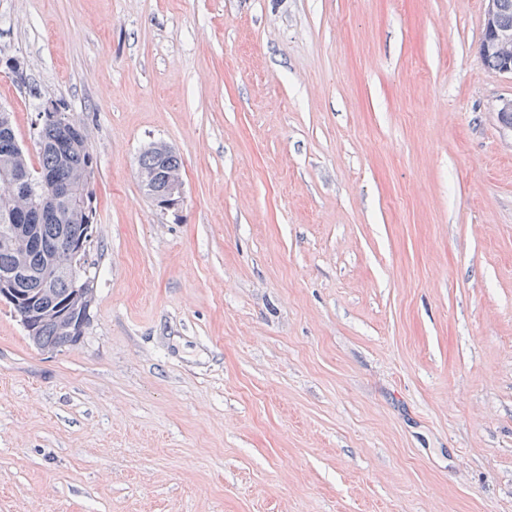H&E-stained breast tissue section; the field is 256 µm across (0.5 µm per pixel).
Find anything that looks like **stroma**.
<instances>
[{
    "instance_id": "stroma-1",
    "label": "stroma",
    "mask_w": 512,
    "mask_h": 512,
    "mask_svg": "<svg viewBox=\"0 0 512 512\" xmlns=\"http://www.w3.org/2000/svg\"><path fill=\"white\" fill-rule=\"evenodd\" d=\"M484 0H0L90 132L96 300L0 304V512H512V77ZM183 161L162 210L137 178ZM159 153L165 149L156 146ZM159 153L145 152L139 157L137 170L138 181L146 196L162 210L178 208L184 198L182 160L174 151H168L165 159H159ZM168 163L178 168L143 167ZM181 167V168H179Z\"/></svg>"
}]
</instances>
